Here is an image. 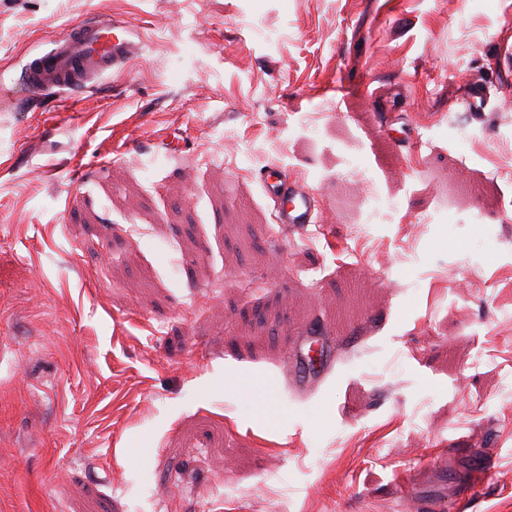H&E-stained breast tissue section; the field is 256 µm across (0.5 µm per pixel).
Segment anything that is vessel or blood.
<instances>
[{
  "mask_svg": "<svg viewBox=\"0 0 512 512\" xmlns=\"http://www.w3.org/2000/svg\"><path fill=\"white\" fill-rule=\"evenodd\" d=\"M139 28L127 21L89 19L73 23L51 48L31 55L20 76L25 92L61 94L93 87L105 76L126 70L142 54ZM469 109H491L484 84L469 83ZM265 194L273 202V221L282 228L304 229L320 221V201L305 184L289 179L279 166L259 171Z\"/></svg>",
  "mask_w": 512,
  "mask_h": 512,
  "instance_id": "obj_1",
  "label": "vessel or blood"
}]
</instances>
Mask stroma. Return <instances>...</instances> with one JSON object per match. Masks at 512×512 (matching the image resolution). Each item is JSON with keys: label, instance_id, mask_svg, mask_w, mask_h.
Instances as JSON below:
<instances>
[{"label": "stroma", "instance_id": "stroma-1", "mask_svg": "<svg viewBox=\"0 0 512 512\" xmlns=\"http://www.w3.org/2000/svg\"><path fill=\"white\" fill-rule=\"evenodd\" d=\"M89 18L142 60L0 108V512H512V0H0V87ZM464 104L470 110H478L485 112V110L492 109L491 93L484 84L479 82H472L467 85V95ZM265 194L273 202V222L281 228L304 229L319 224L320 201L300 181L290 180L279 166H268L258 173ZM447 485L446 472L441 470L436 486L430 489H418L415 484H408L404 490L406 503L417 505L420 501H431L436 493L440 492Z\"/></svg>", "mask_w": 512, "mask_h": 512}]
</instances>
